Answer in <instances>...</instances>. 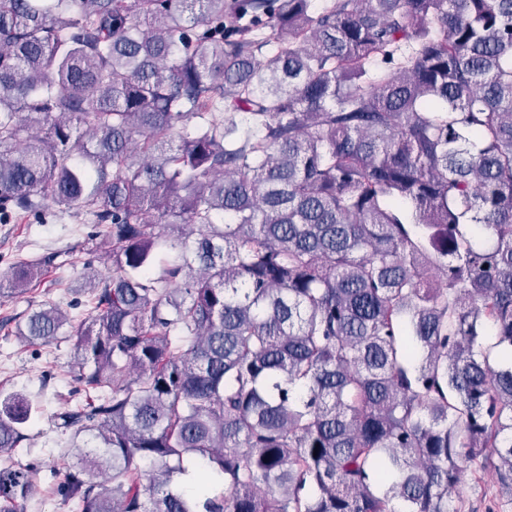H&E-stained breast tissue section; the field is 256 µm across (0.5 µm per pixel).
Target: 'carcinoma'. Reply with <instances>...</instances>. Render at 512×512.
<instances>
[{
	"instance_id": "1",
	"label": "carcinoma",
	"mask_w": 512,
	"mask_h": 512,
	"mask_svg": "<svg viewBox=\"0 0 512 512\" xmlns=\"http://www.w3.org/2000/svg\"><path fill=\"white\" fill-rule=\"evenodd\" d=\"M0 0V224L106 226L79 512H458L512 492V0ZM36 270L0 274L23 294ZM30 400L0 391V512ZM461 512H488L487 505L494 504L493 512H512V496L502 487L493 473L485 474L477 483L468 478L462 484Z\"/></svg>"
}]
</instances>
